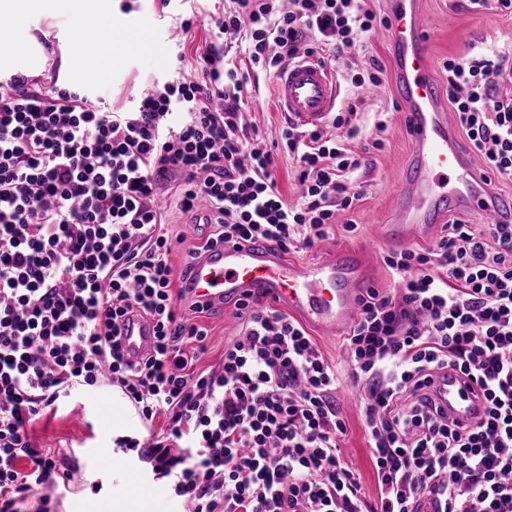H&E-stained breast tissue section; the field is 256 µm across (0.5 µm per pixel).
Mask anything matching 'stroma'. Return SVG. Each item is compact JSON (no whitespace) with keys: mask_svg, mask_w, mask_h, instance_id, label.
<instances>
[{"mask_svg":"<svg viewBox=\"0 0 512 512\" xmlns=\"http://www.w3.org/2000/svg\"><path fill=\"white\" fill-rule=\"evenodd\" d=\"M114 20L126 29H138L144 46L115 59L105 75L84 83L65 76L64 60L74 48L71 31L78 22L69 0H61L57 10L32 16L16 33L18 42L37 49L40 62L28 75L39 86L59 85L79 90L91 97H107L114 104L133 109L139 97L152 83H165L201 73L199 56L210 41L208 23L222 14L224 0H112ZM456 0H422L423 13L431 27V53L434 64L450 56L463 54L469 46L512 43V16L493 12L474 13L456 7ZM194 18L190 31H182L181 22ZM162 46V55H154V46ZM250 92L253 113L267 141H276L285 125V117L275 108L276 80L262 74L252 75ZM365 111L386 112L390 122L383 135L385 148L367 155L368 187L352 214L358 224L356 234L336 227L333 236L309 248L291 251V262L301 264L340 246L371 244L380 238V226L391 215L401 186L411 145L401 121L399 104L392 95L391 82L364 104ZM164 220L175 247L171 264L175 272L184 271L190 255L205 241L193 223V213L183 212L174 190L163 199ZM198 325L208 332L205 350L196 363L203 370L218 366L224 357V344L239 333L241 326L235 310L196 316ZM338 403L346 421L347 434L343 455L355 472L367 500L377 496L376 476L365 428L359 413L355 391L340 390ZM165 416L145 422L112 386L104 385L87 396H75L68 403L46 411L27 423L26 430L38 447H50L70 468L65 487L59 489L52 512H119L120 498L144 503V512H184L183 502L168 489L170 480L155 473L137 452L116 447L122 435L147 438L164 430Z\"/></svg>","mask_w":512,"mask_h":512,"instance_id":"1","label":"stroma"}]
</instances>
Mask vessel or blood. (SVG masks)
Wrapping results in <instances>:
<instances>
[{
	"label": "vessel or blood",
	"mask_w": 512,
	"mask_h": 512,
	"mask_svg": "<svg viewBox=\"0 0 512 512\" xmlns=\"http://www.w3.org/2000/svg\"><path fill=\"white\" fill-rule=\"evenodd\" d=\"M387 2L394 91L412 145L386 227L387 241L411 245L460 212L477 214L485 224H512V196L493 189L485 169L461 146L448 121L433 75L430 26L421 13V0ZM276 85L280 112L305 128L322 126L340 94L335 70L314 57L288 65ZM365 253L362 247L339 248L298 265L264 240L220 241L187 266L182 301L192 309L210 310L269 301L324 335H340L355 322L372 286ZM120 338L126 357L139 359L153 348L154 324L139 312H129L120 323ZM432 393L459 425L472 426L484 415L483 397L468 389L454 370L435 373Z\"/></svg>",
	"instance_id": "vessel-or-blood-1"
}]
</instances>
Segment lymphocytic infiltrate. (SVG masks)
<instances>
[{
	"instance_id": "obj_1",
	"label": "lymphocytic infiltrate",
	"mask_w": 512,
	"mask_h": 512,
	"mask_svg": "<svg viewBox=\"0 0 512 512\" xmlns=\"http://www.w3.org/2000/svg\"><path fill=\"white\" fill-rule=\"evenodd\" d=\"M386 24L367 0H224L203 77L154 86L130 111L71 88L0 82V512L51 490L57 456L33 448L25 424L77 390L119 388L142 420L165 430L121 447L145 450L189 512H412L435 495L442 512H512V224L449 219L429 245L391 249L394 288H375L343 341L341 375L292 316L241 303V331L218 368L196 370L207 331L176 306L174 243L157 189L183 211L207 202L215 240L259 238L283 252L330 237L365 193L357 173L383 150L388 113L351 150L355 105L325 127L288 126L281 140L300 186L288 203L276 157L247 122L249 77L229 57L278 74L318 52L366 51ZM448 105L484 168L512 183V48L443 61ZM154 321L151 354L126 359L118 325ZM452 368L482 392L483 420L457 428L429 397ZM351 381L376 473L368 502L345 461L336 392ZM29 459V470L19 469Z\"/></svg>"
}]
</instances>
